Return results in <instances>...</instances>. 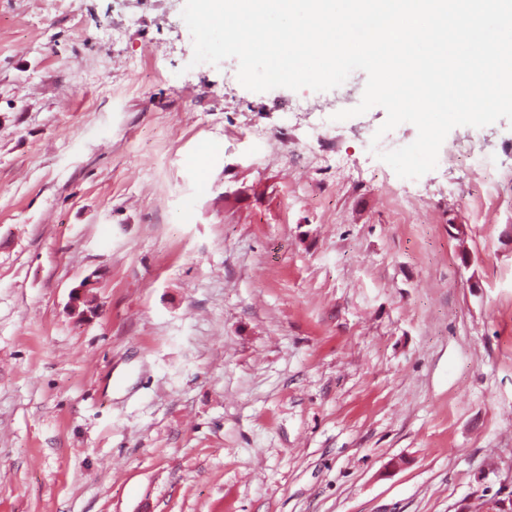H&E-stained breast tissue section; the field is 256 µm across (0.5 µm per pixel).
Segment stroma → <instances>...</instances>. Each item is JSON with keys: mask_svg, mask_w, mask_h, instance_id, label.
<instances>
[{"mask_svg": "<svg viewBox=\"0 0 512 512\" xmlns=\"http://www.w3.org/2000/svg\"><path fill=\"white\" fill-rule=\"evenodd\" d=\"M183 7L0 0V512H466L512 488V123L399 178L379 155L413 124L332 119L364 72L250 91L236 59L192 65ZM316 126L330 162L274 155ZM469 140L482 212L445 162Z\"/></svg>", "mask_w": 512, "mask_h": 512, "instance_id": "obj_1", "label": "stroma"}]
</instances>
